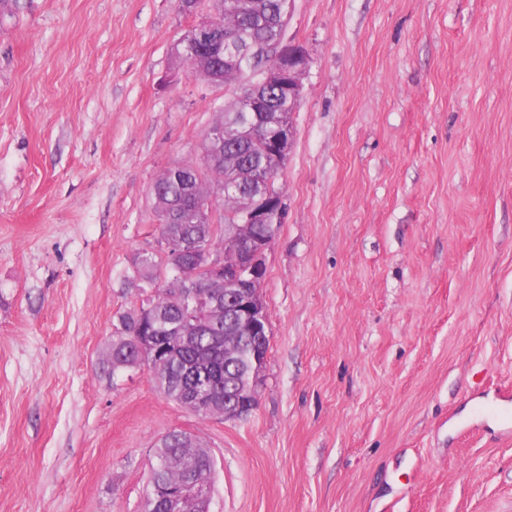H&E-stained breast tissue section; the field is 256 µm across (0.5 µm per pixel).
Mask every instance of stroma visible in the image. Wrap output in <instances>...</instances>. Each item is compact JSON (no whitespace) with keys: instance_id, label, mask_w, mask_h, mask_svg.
Instances as JSON below:
<instances>
[{"instance_id":"35a3bbf8","label":"stroma","mask_w":512,"mask_h":512,"mask_svg":"<svg viewBox=\"0 0 512 512\" xmlns=\"http://www.w3.org/2000/svg\"><path fill=\"white\" fill-rule=\"evenodd\" d=\"M177 0H0V512H142L158 441L209 512H512V0H294L309 57L277 181L257 406L113 375L151 187L229 92Z\"/></svg>"}]
</instances>
